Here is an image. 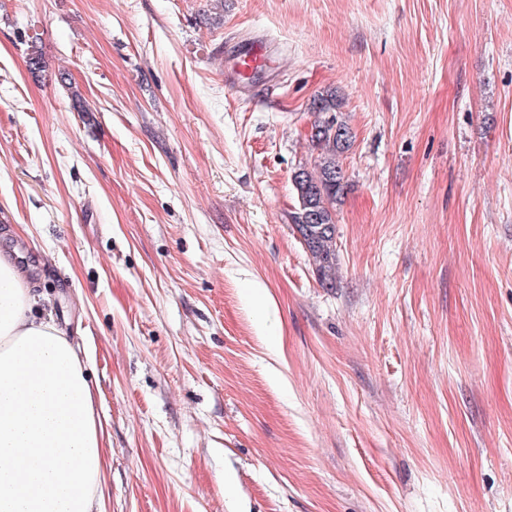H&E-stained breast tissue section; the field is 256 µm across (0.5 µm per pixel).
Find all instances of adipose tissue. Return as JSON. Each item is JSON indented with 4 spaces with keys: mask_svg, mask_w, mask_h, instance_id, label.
<instances>
[{
    "mask_svg": "<svg viewBox=\"0 0 512 512\" xmlns=\"http://www.w3.org/2000/svg\"><path fill=\"white\" fill-rule=\"evenodd\" d=\"M0 254V512H102L105 422L87 365Z\"/></svg>",
    "mask_w": 512,
    "mask_h": 512,
    "instance_id": "1",
    "label": "adipose tissue"
}]
</instances>
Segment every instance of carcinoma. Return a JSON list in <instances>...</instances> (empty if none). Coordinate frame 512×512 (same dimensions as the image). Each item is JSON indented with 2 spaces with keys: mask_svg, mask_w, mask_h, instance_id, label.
Here are the masks:
<instances>
[{
  "mask_svg": "<svg viewBox=\"0 0 512 512\" xmlns=\"http://www.w3.org/2000/svg\"><path fill=\"white\" fill-rule=\"evenodd\" d=\"M341 108L342 100L334 89L313 97L310 109L317 119L309 140L311 161L291 175L296 204L288 217L323 284L336 278V203L346 186L340 156L349 146L348 138L333 132L335 127L349 130ZM310 213L319 216L318 222L312 224L307 220Z\"/></svg>",
  "mask_w": 512,
  "mask_h": 512,
  "instance_id": "cac0c4a2",
  "label": "carcinoma"
}]
</instances>
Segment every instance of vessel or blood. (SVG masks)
Here are the masks:
<instances>
[{
  "label": "vessel or blood",
  "instance_id": "obj_1",
  "mask_svg": "<svg viewBox=\"0 0 512 512\" xmlns=\"http://www.w3.org/2000/svg\"><path fill=\"white\" fill-rule=\"evenodd\" d=\"M268 43L245 40L224 56V85L237 98H248L258 84L272 82L276 70Z\"/></svg>",
  "mask_w": 512,
  "mask_h": 512
}]
</instances>
